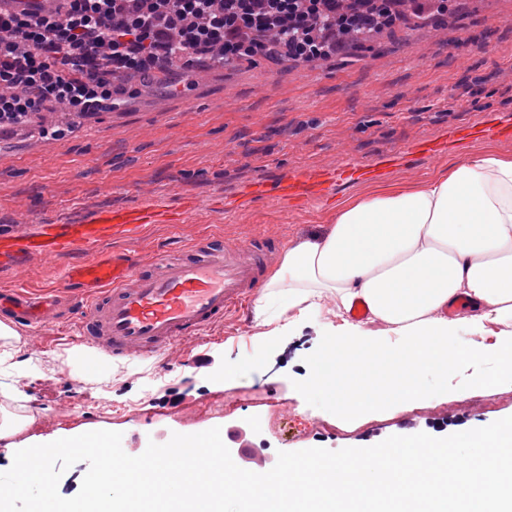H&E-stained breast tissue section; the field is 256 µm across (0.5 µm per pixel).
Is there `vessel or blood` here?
Returning a JSON list of instances; mask_svg holds the SVG:
<instances>
[{
  "instance_id": "1",
  "label": "vessel or blood",
  "mask_w": 512,
  "mask_h": 512,
  "mask_svg": "<svg viewBox=\"0 0 512 512\" xmlns=\"http://www.w3.org/2000/svg\"><path fill=\"white\" fill-rule=\"evenodd\" d=\"M405 152L388 154L379 165L324 173L300 172L280 187L278 197L302 202L333 186L378 176L380 166H396ZM187 212L153 202L134 209L94 212L72 224H42L35 233L0 234V263L13 265L33 258L49 259L77 249L87 253L67 275L68 282L90 287L80 305L77 343L102 349L116 358L154 355L187 344L227 314L246 305L261 287L274 255L254 244L228 248L222 241L201 239L187 251L157 253L150 269L129 259L100 258L98 246L111 238L135 240L148 224H184ZM60 301L56 291L38 297L20 289L0 291V311L17 321L50 326Z\"/></svg>"
}]
</instances>
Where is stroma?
Returning a JSON list of instances; mask_svg holds the SVG:
<instances>
[{"label":"stroma","instance_id":"obj_1","mask_svg":"<svg viewBox=\"0 0 512 512\" xmlns=\"http://www.w3.org/2000/svg\"><path fill=\"white\" fill-rule=\"evenodd\" d=\"M453 13L455 27L403 25L314 67L244 60L208 68L202 78L174 69L151 90L127 87L123 106L84 116L60 140L36 145L21 129L1 133L0 233L156 198L176 211L188 202L196 208L188 223L148 225L136 241H112L99 254L147 260L207 235L228 246L276 240L285 249L323 233L340 203L378 188H412L462 151L512 158V137L489 135L462 150L415 153L384 176L301 205L263 196L244 209L224 207L256 182L367 164L458 126L512 118V0H455ZM81 258L70 252L0 267V289L62 287ZM331 319L308 318L270 339L248 308L189 345L113 359L108 382L71 375L67 338L77 320L24 326L25 360L0 370V406L34 417L13 438L18 450L109 430L122 433L127 452L140 454L172 433L218 427L235 463L254 457L270 467L281 451L369 447L418 432L445 437L512 416V372L484 357L449 370L444 390L340 416L328 394H302Z\"/></svg>","mask_w":512,"mask_h":512}]
</instances>
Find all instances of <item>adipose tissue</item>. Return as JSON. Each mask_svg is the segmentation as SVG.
Listing matches in <instances>:
<instances>
[{"label": "adipose tissue", "mask_w": 512, "mask_h": 512, "mask_svg": "<svg viewBox=\"0 0 512 512\" xmlns=\"http://www.w3.org/2000/svg\"><path fill=\"white\" fill-rule=\"evenodd\" d=\"M328 300L336 322L306 393L345 413L418 398L421 374L469 357L459 330L512 324V159L470 153L414 188L346 201L323 234L288 247L254 315L284 336ZM459 302L464 315L444 316ZM359 303L362 323L349 317Z\"/></svg>", "instance_id": "obj_1"}]
</instances>
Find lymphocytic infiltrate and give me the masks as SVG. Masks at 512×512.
I'll use <instances>...</instances> for the list:
<instances>
[{"label":"lymphocytic infiltrate","instance_id":"f902f5d3","mask_svg":"<svg viewBox=\"0 0 512 512\" xmlns=\"http://www.w3.org/2000/svg\"><path fill=\"white\" fill-rule=\"evenodd\" d=\"M398 24V0H55L0 13V127L63 104L78 114L118 106L113 79H148L175 59L267 56L283 34L288 60L309 64L347 33Z\"/></svg>","mask_w":512,"mask_h":512}]
</instances>
